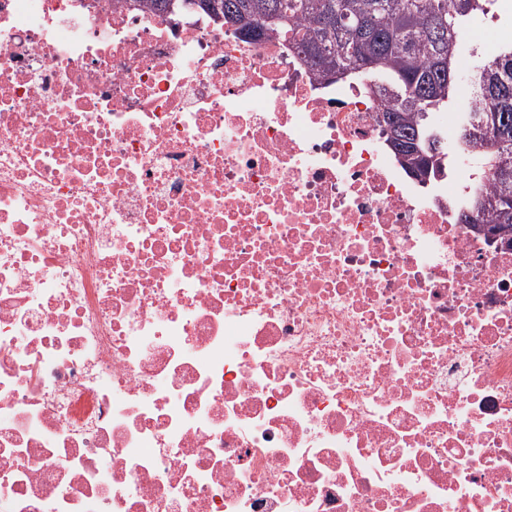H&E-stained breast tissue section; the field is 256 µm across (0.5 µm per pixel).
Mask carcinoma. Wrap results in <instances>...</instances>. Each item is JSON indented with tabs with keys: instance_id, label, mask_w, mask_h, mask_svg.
<instances>
[{
	"instance_id": "carcinoma-1",
	"label": "carcinoma",
	"mask_w": 512,
	"mask_h": 512,
	"mask_svg": "<svg viewBox=\"0 0 512 512\" xmlns=\"http://www.w3.org/2000/svg\"><path fill=\"white\" fill-rule=\"evenodd\" d=\"M195 0H134L133 7L158 14L193 11ZM202 13L224 24L246 17L251 28H235L243 39L295 34L292 42L322 82L361 81L380 100L379 116L398 119L397 137L417 143L431 159L427 178L448 163V144L434 138L428 116L448 108L459 75L453 48L468 17L484 11L491 0H204ZM343 10L354 25L340 27ZM472 97L463 121L492 134L498 147L483 154L491 189L479 194L470 211L482 224L512 225V122L501 128V116L512 119V45L472 71Z\"/></svg>"
}]
</instances>
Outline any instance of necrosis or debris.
Wrapping results in <instances>:
<instances>
[{
    "label": "necrosis or debris",
    "mask_w": 512,
    "mask_h": 512,
    "mask_svg": "<svg viewBox=\"0 0 512 512\" xmlns=\"http://www.w3.org/2000/svg\"><path fill=\"white\" fill-rule=\"evenodd\" d=\"M279 37L0 0V512H512V246Z\"/></svg>",
    "instance_id": "obj_1"
}]
</instances>
